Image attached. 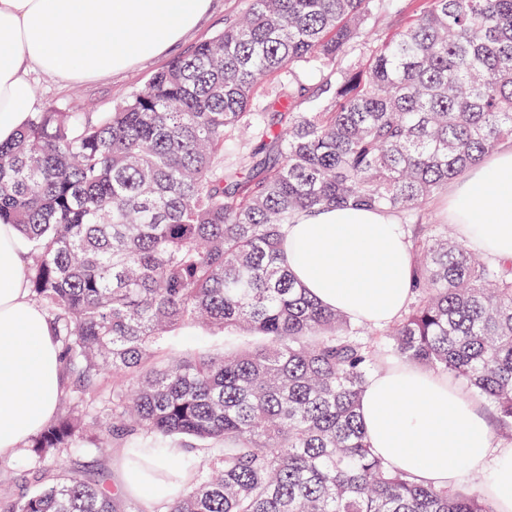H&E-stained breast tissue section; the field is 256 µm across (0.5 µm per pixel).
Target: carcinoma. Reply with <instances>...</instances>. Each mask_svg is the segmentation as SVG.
I'll list each match as a JSON object with an SVG mask.
<instances>
[{"instance_id":"1","label":"carcinoma","mask_w":512,"mask_h":512,"mask_svg":"<svg viewBox=\"0 0 512 512\" xmlns=\"http://www.w3.org/2000/svg\"><path fill=\"white\" fill-rule=\"evenodd\" d=\"M392 7L249 0L112 111L48 107L0 143V222L29 245L31 297L75 382L27 444L35 490L1 495L0 512H124L104 474L57 458L84 436L176 485L166 512H494L374 454L359 404L385 347L512 432V261L430 223L448 183L512 139V0H426L376 33ZM315 59L332 73L311 88L297 67ZM344 205L405 219L411 298L380 331L284 264L285 225ZM189 323L254 342L182 358L173 332ZM179 439L211 444L206 458L168 457Z\"/></svg>"}]
</instances>
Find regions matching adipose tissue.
Listing matches in <instances>:
<instances>
[{"mask_svg":"<svg viewBox=\"0 0 512 512\" xmlns=\"http://www.w3.org/2000/svg\"><path fill=\"white\" fill-rule=\"evenodd\" d=\"M212 0H0V143L35 109L29 75L101 78L161 56L190 34ZM468 249L512 260V147L493 152L444 201ZM290 271L320 303L382 327L410 295L412 258L398 218L349 206L302 213L286 229ZM14 225L0 224V459L55 414L59 349L24 272ZM361 419L372 448L417 481L452 487L483 477L496 512H512V448L496 446L475 402L448 376L415 367L374 373Z\"/></svg>","mask_w":512,"mask_h":512,"instance_id":"ef3b65f1","label":"adipose tissue"}]
</instances>
